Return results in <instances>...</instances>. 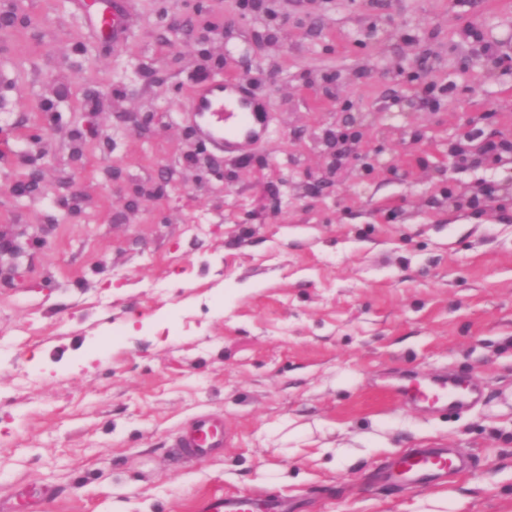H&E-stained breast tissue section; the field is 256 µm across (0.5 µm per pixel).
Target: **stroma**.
Returning a JSON list of instances; mask_svg holds the SVG:
<instances>
[{"instance_id": "35a3bbf8", "label": "stroma", "mask_w": 512, "mask_h": 512, "mask_svg": "<svg viewBox=\"0 0 512 512\" xmlns=\"http://www.w3.org/2000/svg\"><path fill=\"white\" fill-rule=\"evenodd\" d=\"M123 9L115 44L90 30L89 0H0V225L21 247L0 258V512L45 489L41 512H196L211 493L274 494L288 512H512V154L448 153L469 119L512 127V0ZM205 75L244 81L267 113L250 151L186 120ZM347 112L365 117L359 161L335 167L320 135ZM52 118L67 134L42 156L20 134ZM196 144L224 169L204 195L185 169ZM400 156L404 179L387 168ZM35 167L38 191L13 197ZM66 176L75 211L54 203ZM442 372L479 379L484 399L447 417L395 400ZM201 415L223 447L174 458ZM431 443L468 472L422 491L381 480Z\"/></svg>"}]
</instances>
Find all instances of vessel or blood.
I'll list each match as a JSON object with an SVG mask.
<instances>
[{
	"label": "vessel or blood",
	"mask_w": 512,
	"mask_h": 512,
	"mask_svg": "<svg viewBox=\"0 0 512 512\" xmlns=\"http://www.w3.org/2000/svg\"><path fill=\"white\" fill-rule=\"evenodd\" d=\"M95 27L113 40L125 35L124 17L119 10H102L93 18ZM189 113L198 136L216 143L229 153L245 152L247 147L267 133L265 113L257 111L249 88L235 80H212L201 83L196 90ZM403 401L426 403L429 410L451 412L470 408L483 396V384L478 379L461 380L445 374L427 383L399 388ZM224 443L219 423L202 417L185 428L175 448L185 458L199 459ZM465 459L446 447L411 448L393 458L387 472L392 483L411 488H423L436 478L455 475L466 469ZM197 512H282L277 501L214 493L201 499Z\"/></svg>",
	"instance_id": "b4317fda"
}]
</instances>
